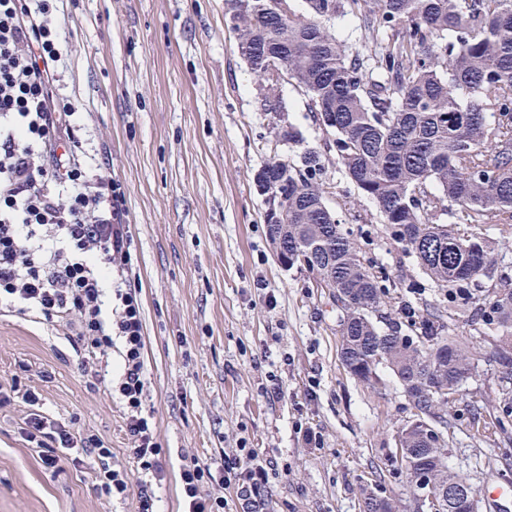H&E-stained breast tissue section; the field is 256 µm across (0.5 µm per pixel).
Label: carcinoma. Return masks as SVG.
<instances>
[{
  "instance_id": "1",
  "label": "carcinoma",
  "mask_w": 512,
  "mask_h": 512,
  "mask_svg": "<svg viewBox=\"0 0 512 512\" xmlns=\"http://www.w3.org/2000/svg\"><path fill=\"white\" fill-rule=\"evenodd\" d=\"M303 2L299 10L294 0H225L239 17L232 27L239 51L255 74L293 81L309 98L333 132L336 163L374 203L391 239L448 289L455 312L457 291L492 277L500 239L512 238V0ZM347 14L368 39L361 50L331 30ZM324 169L310 147L260 168L271 191L288 183V219L267 225V234L282 237L288 260L309 269L318 286L335 290L347 371L370 384L379 366L388 367L415 416L448 432L440 409L471 378V347L441 316H417L409 305L410 333L375 325L384 287L326 205ZM487 224L500 239L483 232ZM478 306L485 324L512 344V283H496ZM492 358L512 402V352L504 347ZM405 434L408 453L425 449L432 491L467 484L419 427ZM362 508L396 512L392 498L374 491Z\"/></svg>"
}]
</instances>
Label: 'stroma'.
<instances>
[{"label":"stroma","instance_id":"stroma-1","mask_svg":"<svg viewBox=\"0 0 512 512\" xmlns=\"http://www.w3.org/2000/svg\"><path fill=\"white\" fill-rule=\"evenodd\" d=\"M53 18L60 94L81 114L85 152L107 159L106 176L125 192V277L140 290L145 325V411L164 450L159 512H183V464L243 446L277 468L261 491L268 512H360L374 488L394 497L398 512H417L407 471L389 456L412 405L390 369L379 367L373 385L346 371L331 291L273 256L253 176L303 144L325 159L326 202L361 261L386 278L376 325L401 321L407 303L468 338L475 370L447 407L446 462L481 493L479 512H512V497L483 496L512 486V440L494 428L505 411L500 368L487 359L496 331L479 310L466 319L449 311L447 289L390 238L337 165L332 134L295 83L277 84L281 111H261L224 0H56ZM288 124L300 144L279 137ZM271 371L285 390L275 402L261 394ZM15 380L40 393L44 412L131 466L123 408L84 373L62 327L0 314V385ZM29 411L19 399L0 409V512H137L136 496L95 489L91 462L45 469L20 433Z\"/></svg>","mask_w":512,"mask_h":512}]
</instances>
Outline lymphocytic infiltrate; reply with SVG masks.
<instances>
[{"label": "lymphocytic infiltrate", "instance_id": "lymphocytic-infiltrate-1", "mask_svg": "<svg viewBox=\"0 0 512 512\" xmlns=\"http://www.w3.org/2000/svg\"><path fill=\"white\" fill-rule=\"evenodd\" d=\"M51 10V0H0V310L68 327L88 371L108 364L113 343H121L119 377L104 386L123 405L134 467L113 465L102 442L37 413L34 392L0 388V408L17 396L32 406L21 434L45 468L74 455L94 460L101 493L136 494L138 512H157L153 485L163 479V450L144 413L143 308L137 290L120 284L131 261L124 194L81 156L77 113L58 95ZM270 471L247 448L218 461L192 460L180 471L187 512H224L223 498L202 492L215 480L235 487L243 512H264L260 491Z\"/></svg>", "mask_w": 512, "mask_h": 512}]
</instances>
